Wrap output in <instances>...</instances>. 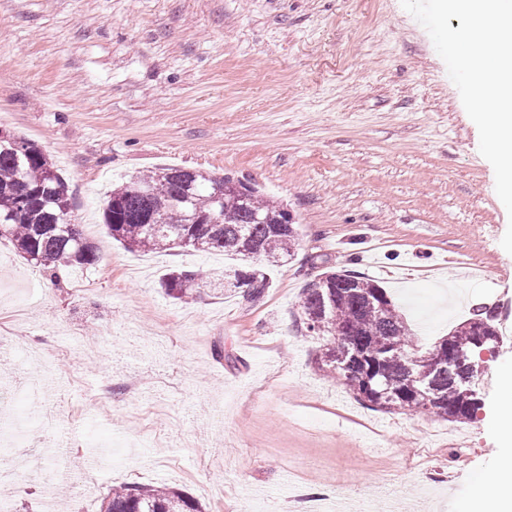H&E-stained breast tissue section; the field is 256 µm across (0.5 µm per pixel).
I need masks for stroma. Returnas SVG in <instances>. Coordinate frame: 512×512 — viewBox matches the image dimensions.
<instances>
[{"label": "stroma", "mask_w": 512, "mask_h": 512, "mask_svg": "<svg viewBox=\"0 0 512 512\" xmlns=\"http://www.w3.org/2000/svg\"><path fill=\"white\" fill-rule=\"evenodd\" d=\"M0 127L60 164L71 219L97 247L89 288L50 285L0 241V309L22 302L53 332L57 430L1 454L39 478L11 487L13 512H58L57 472L104 443L69 512H99L112 487L166 484L206 512H462L492 470L487 420L512 365V218L479 131L425 28L400 0H0ZM228 174L287 205L299 233L265 296L159 289L168 269L230 257L132 253L102 223L113 183L161 167ZM354 269L387 288L422 341L447 335L472 300L496 299L501 341L481 357L472 420L385 414L316 364L297 325L307 283ZM0 365V415L39 378L28 342ZM226 360H217L215 350ZM153 387L99 403L109 377Z\"/></svg>", "instance_id": "1"}]
</instances>
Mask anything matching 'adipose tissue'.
Segmentation results:
<instances>
[{"instance_id":"obj_1","label":"adipose tissue","mask_w":512,"mask_h":512,"mask_svg":"<svg viewBox=\"0 0 512 512\" xmlns=\"http://www.w3.org/2000/svg\"><path fill=\"white\" fill-rule=\"evenodd\" d=\"M501 395L491 421L498 435L495 469L476 486L466 512H512V368L499 373Z\"/></svg>"}]
</instances>
